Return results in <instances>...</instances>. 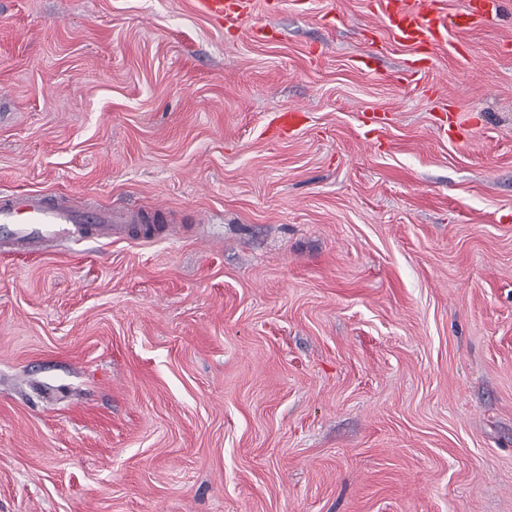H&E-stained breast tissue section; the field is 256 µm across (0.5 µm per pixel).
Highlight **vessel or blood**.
Listing matches in <instances>:
<instances>
[{
    "label": "vessel or blood",
    "mask_w": 512,
    "mask_h": 512,
    "mask_svg": "<svg viewBox=\"0 0 512 512\" xmlns=\"http://www.w3.org/2000/svg\"><path fill=\"white\" fill-rule=\"evenodd\" d=\"M505 4L506 0H465L463 9L450 15L442 10L440 0H377V13L390 43L410 51L405 73L412 77L425 66L428 50L447 43L449 31L495 22ZM197 5L235 29L251 16L253 0H197ZM135 221V216L108 206L77 210L61 198L37 192L0 196V239L10 238L28 254L58 241L121 239Z\"/></svg>",
    "instance_id": "obj_1"
}]
</instances>
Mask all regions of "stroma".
Here are the masks:
<instances>
[{
  "label": "stroma",
  "mask_w": 512,
  "mask_h": 512,
  "mask_svg": "<svg viewBox=\"0 0 512 512\" xmlns=\"http://www.w3.org/2000/svg\"><path fill=\"white\" fill-rule=\"evenodd\" d=\"M255 15L0 0V194L165 212L0 246V512H512V0L419 82L372 0Z\"/></svg>",
  "instance_id": "35a3bbf8"
}]
</instances>
